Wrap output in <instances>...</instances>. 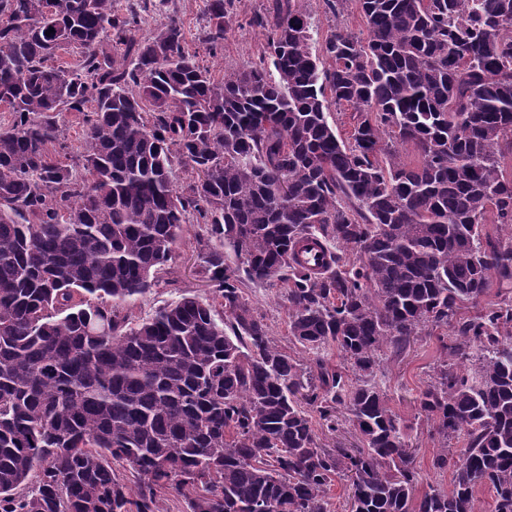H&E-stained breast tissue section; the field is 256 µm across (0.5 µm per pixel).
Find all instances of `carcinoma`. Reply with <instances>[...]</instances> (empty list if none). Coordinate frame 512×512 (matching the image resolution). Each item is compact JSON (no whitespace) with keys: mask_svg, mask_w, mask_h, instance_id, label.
Returning <instances> with one entry per match:
<instances>
[{"mask_svg":"<svg viewBox=\"0 0 512 512\" xmlns=\"http://www.w3.org/2000/svg\"><path fill=\"white\" fill-rule=\"evenodd\" d=\"M352 2L365 31L336 26L317 54L311 15L274 0L250 21L272 68L217 78L177 19L137 37L151 0H0V512H161L166 493L187 512H331L337 477L349 512H476L479 485L512 512V297L480 307L512 284V0L323 5ZM235 4L209 0L208 51ZM72 112L69 164L51 147ZM192 216L219 242L201 274L223 316L184 294L129 321ZM309 239L320 270L298 258ZM274 281L306 364L246 298ZM430 327L453 340L418 402L452 489L417 499L376 376ZM315 415L360 446H321Z\"/></svg>","mask_w":512,"mask_h":512,"instance_id":"obj_1","label":"carcinoma"}]
</instances>
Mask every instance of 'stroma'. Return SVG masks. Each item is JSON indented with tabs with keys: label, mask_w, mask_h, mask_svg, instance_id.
I'll list each match as a JSON object with an SVG mask.
<instances>
[{
	"label": "stroma",
	"mask_w": 512,
	"mask_h": 512,
	"mask_svg": "<svg viewBox=\"0 0 512 512\" xmlns=\"http://www.w3.org/2000/svg\"><path fill=\"white\" fill-rule=\"evenodd\" d=\"M271 3L272 0H238V12L224 38V47L211 54L203 52L199 43L208 20L207 0H169L166 6L145 18L139 26L138 34L143 38L149 37L168 17L177 16L190 51L197 53L202 66L207 67L213 75L220 76L225 69L257 62L265 35L261 29L250 25L249 18L254 12L268 9ZM301 4L311 14L316 28L313 51H320L325 37L333 27L338 26L355 33L364 28L356 7H348L335 20L325 14L322 0H301ZM211 245L212 241L204 225L194 221L185 225L170 268L162 274L159 285L130 308L131 319L138 321L148 318L156 308L185 294L212 300L213 292L199 274V255ZM246 293L281 346L286 351H293L294 346L288 336V304L281 283L252 286L247 288ZM437 346L435 337H419L400 358H382L377 372V380L385 389L389 405L401 422L405 441L414 450V463L420 473L417 491L421 494L450 487L449 473L436 472L432 467L438 443L431 437L430 427L416 401L428 380L430 368L437 356Z\"/></svg>",
	"instance_id": "obj_1"
}]
</instances>
